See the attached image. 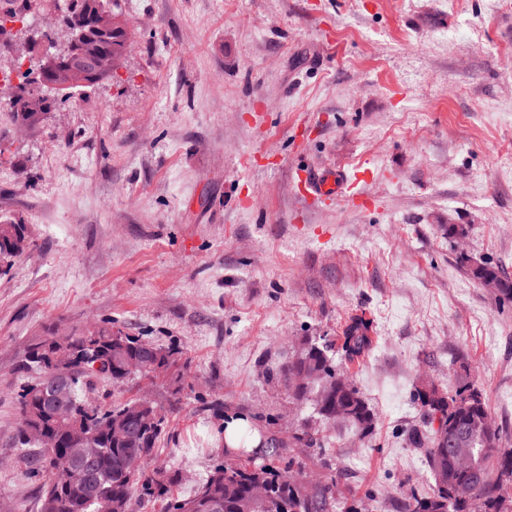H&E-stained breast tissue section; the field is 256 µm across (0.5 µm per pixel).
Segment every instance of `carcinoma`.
Masks as SVG:
<instances>
[{
    "label": "carcinoma",
    "instance_id": "obj_1",
    "mask_svg": "<svg viewBox=\"0 0 512 512\" xmlns=\"http://www.w3.org/2000/svg\"><path fill=\"white\" fill-rule=\"evenodd\" d=\"M78 8L77 20L83 36L74 47L57 45L61 64L69 66L70 57L79 54L85 64L70 75V86L59 94L50 86L53 78L38 74L45 84L31 90L32 72L19 80L21 95L0 96V107L11 112L15 122L37 126L52 108L75 94L93 88L116 72L115 62L132 46L127 23L110 29L100 26L104 14L120 16L119 0H66ZM42 0H0V18L16 14L29 15L40 9ZM27 225L0 217V272L12 266L15 258L31 249ZM469 275L480 285H495L498 301L512 302V280L501 268L488 260L473 261L462 257ZM372 322L354 316L343 330L341 351L344 363L365 356L373 345ZM184 352L175 346H163L145 336H131L114 329L112 322L90 326L76 333L44 336L30 344L21 368L35 377L17 393V437L21 459L31 474L41 480L36 512H131L133 500L149 497L164 503V512H240V503L249 492L252 475H262L271 486L273 497L258 512H359V503L346 496L336 480L319 482L310 489L304 465L296 457L280 465V450L287 447L299 454L322 453L325 446L320 427L341 422L356 436L369 437L375 428L373 409L356 386L345 379L343 363L336 362L332 344L304 338L292 347L288 360L268 368L284 387L292 403L314 405L316 421L306 422L288 432V441L274 440V447L258 462L255 452L240 448L236 458L223 460L213 453L214 464L193 494L173 498L171 486L177 480L173 466L161 464L130 471L125 458L132 451L143 459L152 451L167 428V419L158 427L145 430L132 445L91 429L74 439L66 423L56 424L47 411L50 399L42 389V380L57 371L69 374V389L63 397L70 402L73 416L88 424H97L113 411L133 418L159 409L153 399L138 395L122 401H99L91 405L89 392L100 381L121 385L137 377L151 383L162 378L181 390L187 362ZM429 431L414 429L409 441L421 452L431 471L434 487L421 495L412 490L404 512H509L503 508L502 487L512 484V433L501 425L497 433L484 428L490 409L483 394L469 380V373L457 377L453 393H445L432 384H423L414 394ZM101 449L100 458L87 466L85 449ZM469 457L471 465L458 464L454 451Z\"/></svg>",
    "mask_w": 512,
    "mask_h": 512
}]
</instances>
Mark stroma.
<instances>
[{
    "label": "stroma",
    "instance_id": "35a3bbf8",
    "mask_svg": "<svg viewBox=\"0 0 512 512\" xmlns=\"http://www.w3.org/2000/svg\"><path fill=\"white\" fill-rule=\"evenodd\" d=\"M121 4L133 46L114 78L31 135L0 112V216L32 241L0 274V507L32 512L39 494L14 440L35 339L111 320L183 349L179 393H128L162 407L150 461L187 496L224 445L217 415L287 439L305 412L262 369L362 315L374 348L348 373L376 428L331 429L305 470L403 512L433 484L405 438L423 381L451 391L467 367L512 427V305L460 262L512 277V0ZM308 167L367 170L365 207L301 214Z\"/></svg>",
    "mask_w": 512,
    "mask_h": 512
}]
</instances>
